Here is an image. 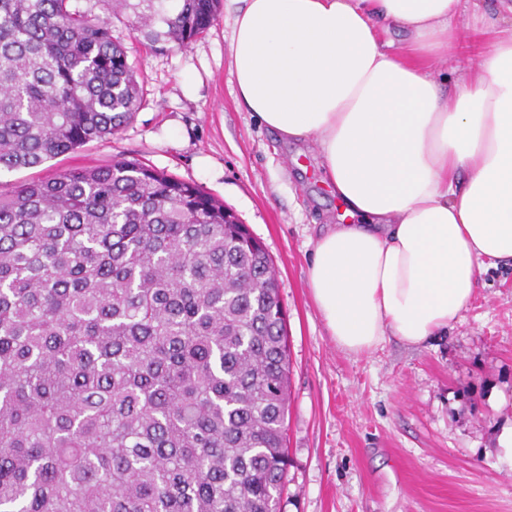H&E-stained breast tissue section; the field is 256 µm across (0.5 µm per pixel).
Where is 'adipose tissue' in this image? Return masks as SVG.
Instances as JSON below:
<instances>
[{
    "instance_id": "ef3b65f1",
    "label": "adipose tissue",
    "mask_w": 512,
    "mask_h": 512,
    "mask_svg": "<svg viewBox=\"0 0 512 512\" xmlns=\"http://www.w3.org/2000/svg\"><path fill=\"white\" fill-rule=\"evenodd\" d=\"M228 45L236 98L291 141L315 140L346 224L317 240L313 301L337 346L445 333L485 271L512 260V0L474 16L496 37L447 58L467 0H244ZM408 44H381L383 26Z\"/></svg>"
}]
</instances>
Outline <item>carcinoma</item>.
<instances>
[{
  "label": "carcinoma",
  "mask_w": 512,
  "mask_h": 512,
  "mask_svg": "<svg viewBox=\"0 0 512 512\" xmlns=\"http://www.w3.org/2000/svg\"><path fill=\"white\" fill-rule=\"evenodd\" d=\"M167 2L112 0L180 47L220 4ZM139 103L93 7L0 0V170ZM288 383L270 258L200 186L117 157L0 191V512H278Z\"/></svg>",
  "instance_id": "carcinoma-1"
}]
</instances>
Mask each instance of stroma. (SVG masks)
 Masks as SVG:
<instances>
[{
  "instance_id": "35a3bbf8",
  "label": "stroma",
  "mask_w": 512,
  "mask_h": 512,
  "mask_svg": "<svg viewBox=\"0 0 512 512\" xmlns=\"http://www.w3.org/2000/svg\"><path fill=\"white\" fill-rule=\"evenodd\" d=\"M242 0L188 47L151 44L131 13L112 37L142 88L114 135L36 168L0 173V189L75 165L136 159L199 185L264 244L287 312L290 465L281 512H512V263L484 273L448 332L421 346L389 336L374 351L337 347L308 288L315 241L339 210L314 140L288 142L236 101L226 52Z\"/></svg>"
}]
</instances>
